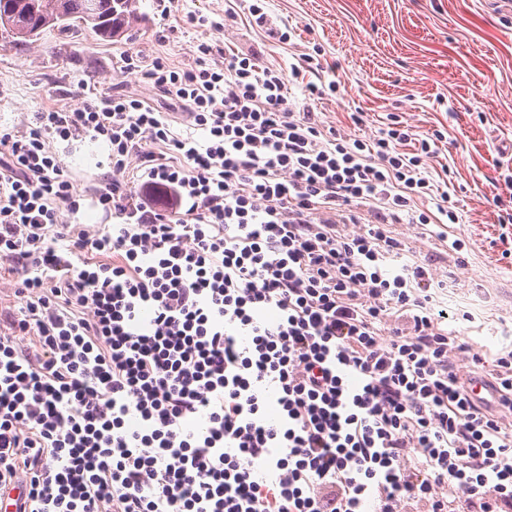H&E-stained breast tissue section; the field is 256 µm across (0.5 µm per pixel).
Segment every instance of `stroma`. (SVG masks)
I'll return each mask as SVG.
<instances>
[{
    "instance_id": "obj_1",
    "label": "stroma",
    "mask_w": 512,
    "mask_h": 512,
    "mask_svg": "<svg viewBox=\"0 0 512 512\" xmlns=\"http://www.w3.org/2000/svg\"><path fill=\"white\" fill-rule=\"evenodd\" d=\"M246 0H174L162 14L159 0H138L139 19L129 38L105 42L90 34L50 32L24 47L0 42V131L23 133L36 113L76 110L88 92L153 100L186 130L185 109L156 95L145 72L156 60L191 67L196 45L206 41L220 53L256 56L261 65L289 68L298 56L320 48L324 81L336 90L315 105L324 124L342 135H376L389 119L423 136L441 131L446 144L428 169L449 164L447 186L460 220L448 225L447 241L437 226L394 224L390 231L406 259L443 282L437 305L468 319L456 323L463 352L493 354L512 344V234L500 221L512 214V5L505 0H266L269 28L250 21ZM207 17V26L192 16ZM294 28L293 45L270 27ZM125 55L139 68L120 69ZM52 148L81 197L70 224L109 223L90 197L108 170L103 140L78 135ZM465 242L449 250L448 240Z\"/></svg>"
}]
</instances>
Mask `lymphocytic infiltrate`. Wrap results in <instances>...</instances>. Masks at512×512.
Here are the masks:
<instances>
[{
	"instance_id": "1",
	"label": "lymphocytic infiltrate",
	"mask_w": 512,
	"mask_h": 512,
	"mask_svg": "<svg viewBox=\"0 0 512 512\" xmlns=\"http://www.w3.org/2000/svg\"><path fill=\"white\" fill-rule=\"evenodd\" d=\"M214 53L145 73L189 131L115 96L0 136V259L25 273L0 488L24 483L18 512H512V426L470 395L450 314L388 231L458 223L425 164L441 132L337 136L293 107L326 94L311 56ZM80 133L110 147L109 229L62 218L80 204L50 143ZM469 365L512 410V351Z\"/></svg>"
}]
</instances>
